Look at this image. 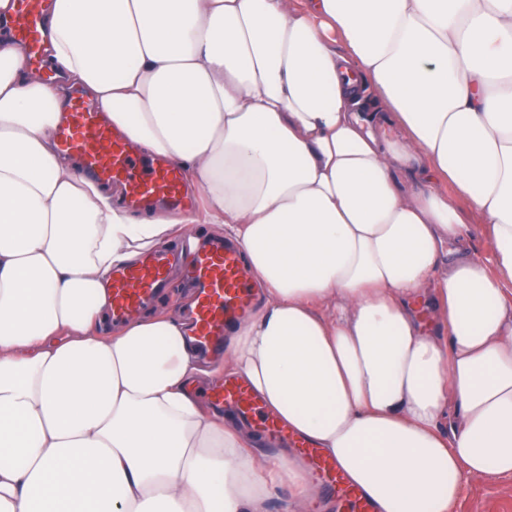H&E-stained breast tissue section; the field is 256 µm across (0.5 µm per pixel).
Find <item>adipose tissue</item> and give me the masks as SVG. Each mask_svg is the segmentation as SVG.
Instances as JSON below:
<instances>
[{
	"mask_svg": "<svg viewBox=\"0 0 512 512\" xmlns=\"http://www.w3.org/2000/svg\"><path fill=\"white\" fill-rule=\"evenodd\" d=\"M46 32L52 83L0 36V512H266L304 469L198 401L224 371L375 512L512 476V0H55ZM74 88L243 252L223 360L169 315L102 333L113 269L197 218L134 220L58 151ZM456 208L464 222V232L477 257H490L494 243L479 216L471 210L464 198H456Z\"/></svg>",
	"mask_w": 512,
	"mask_h": 512,
	"instance_id": "obj_1",
	"label": "adipose tissue"
}]
</instances>
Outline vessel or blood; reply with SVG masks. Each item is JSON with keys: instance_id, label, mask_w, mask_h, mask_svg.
Listing matches in <instances>:
<instances>
[{"instance_id": "obj_1", "label": "vessel or blood", "mask_w": 512, "mask_h": 512, "mask_svg": "<svg viewBox=\"0 0 512 512\" xmlns=\"http://www.w3.org/2000/svg\"><path fill=\"white\" fill-rule=\"evenodd\" d=\"M13 38L32 65H39L43 52L44 0H16ZM62 151L78 155L81 170L101 183L125 189L129 208L137 209L157 200L183 207V174L162 159L147 160L127 139L112 131L101 113L81 99H74L56 128ZM171 258L157 251L140 264L112 273V318L121 321L154 299L168 277ZM197 286L194 308V340L205 351L223 349L227 329L253 303L245 263L239 249L213 244L190 253L186 259ZM210 400L229 405L252 417L268 434L286 435L274 417L265 414L260 399L243 380L228 379L209 392ZM297 451L306 457L324 487L335 497L340 512H374L362 491L354 487L336 464L306 442Z\"/></svg>"}]
</instances>
